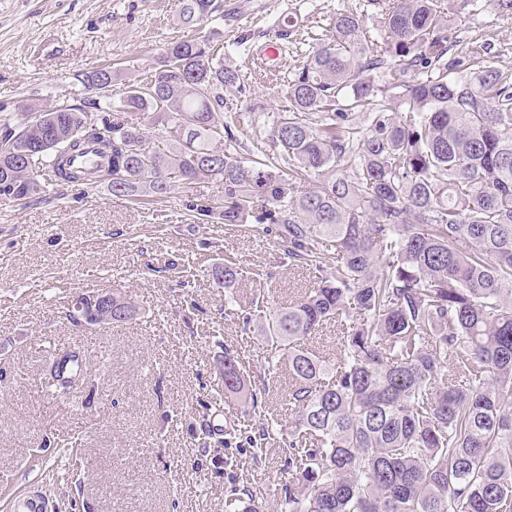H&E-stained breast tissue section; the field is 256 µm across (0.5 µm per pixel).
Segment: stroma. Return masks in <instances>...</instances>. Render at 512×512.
Segmentation results:
<instances>
[{"label": "stroma", "instance_id": "obj_1", "mask_svg": "<svg viewBox=\"0 0 512 512\" xmlns=\"http://www.w3.org/2000/svg\"><path fill=\"white\" fill-rule=\"evenodd\" d=\"M219 2L235 13L184 26L181 0H0V130L67 96L95 101L77 77L107 64L120 71L111 91L120 99L150 76L169 42L206 39L240 77L224 93L236 139L263 144L269 113L287 109V84L329 38L333 16L354 11L378 25L367 0ZM446 3L461 38L485 39L512 72V15L489 0ZM285 19L291 38L275 79L260 54ZM220 191L205 181L162 199L146 188L128 198L104 180L52 182L38 200H0V512L38 492L50 512H224L236 487L260 493L269 512L279 508L289 477L282 440L257 461L251 448L224 447L223 429L242 407L224 398L220 372L225 349L237 350L267 414L285 426L288 366L255 324L225 315L211 269L230 257L240 263L235 292L245 310L254 281L275 306L313 275L290 268L265 225L199 215ZM101 288L132 296L136 320L95 330L67 318L74 296ZM57 352L84 364L83 384L62 398L41 387ZM73 446L82 456L77 480L56 484Z\"/></svg>", "mask_w": 512, "mask_h": 512}]
</instances>
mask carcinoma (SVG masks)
I'll use <instances>...</instances> for the list:
<instances>
[{
    "instance_id": "carcinoma-1",
    "label": "carcinoma",
    "mask_w": 512,
    "mask_h": 512,
    "mask_svg": "<svg viewBox=\"0 0 512 512\" xmlns=\"http://www.w3.org/2000/svg\"><path fill=\"white\" fill-rule=\"evenodd\" d=\"M369 3L377 36L365 16L336 13L331 36L288 82V108L272 113L262 159L243 156L221 119L237 70L206 41L175 40L112 120L79 103L5 128L0 184L25 201L41 194L46 169L66 183L108 176L115 196L146 186L160 198L215 179L224 195L200 214L276 225L289 263L316 273L260 325L292 379L282 512H512V74L490 43L461 40L444 0ZM217 10L215 0H182L179 21L201 25ZM381 68L392 79L384 89L364 77ZM114 76L100 68L79 82L110 87ZM363 111L367 127L347 130ZM150 112L167 115L153 136L141 129ZM22 144L25 158L14 154ZM89 149L101 161L76 165ZM241 276L232 259L212 271L233 315ZM136 315L132 297L112 290L92 326ZM331 324L330 361L312 344ZM82 372L66 353L45 389L57 396ZM222 380L224 395L257 407L228 348ZM278 426L267 419L257 439L236 424L224 433L254 447ZM224 512H266V502L234 489Z\"/></svg>"
}]
</instances>
